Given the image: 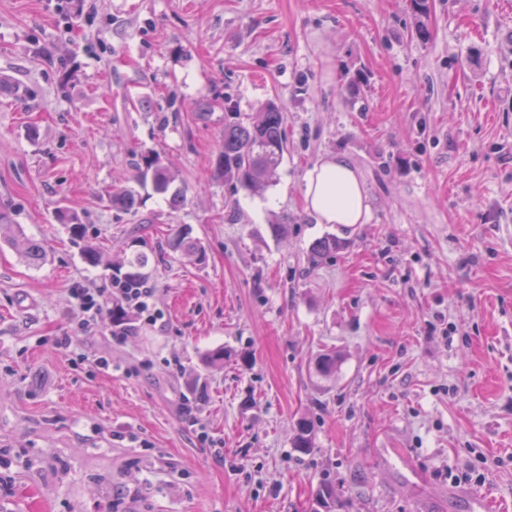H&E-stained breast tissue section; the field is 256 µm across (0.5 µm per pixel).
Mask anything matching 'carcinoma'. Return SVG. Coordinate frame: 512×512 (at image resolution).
I'll return each instance as SVG.
<instances>
[{
  "mask_svg": "<svg viewBox=\"0 0 512 512\" xmlns=\"http://www.w3.org/2000/svg\"><path fill=\"white\" fill-rule=\"evenodd\" d=\"M287 151V141L283 132V116L279 108L273 104L265 107L260 121L244 124L235 121L224 125V141L220 145L216 168L224 179L244 188L252 189L260 184L263 177L271 174L281 163ZM142 181H150L158 194H166L173 179L169 171L156 157L143 159L141 170ZM171 193V192H169ZM112 205L129 212L136 210L137 201L134 192L126 190L115 193L111 197ZM184 202V194L177 190L171 193L169 204L177 208ZM56 218L68 225L72 236L82 238L85 225L78 214L67 209H60ZM10 230V235L3 238V243L16 249L28 262L36 264L45 259L41 245L28 238L21 227L14 224L10 211L0 209V229ZM168 246L174 250H184L197 254L198 259L204 258V251L192 236V229L187 225L180 226L171 238ZM341 247V242L334 237L318 240L311 249V260L318 262ZM149 263L148 256L136 253L124 261L129 271L116 280L119 288H134L146 278L145 269ZM294 447L308 451L312 448L311 423L303 421L299 424Z\"/></svg>",
  "mask_w": 512,
  "mask_h": 512,
  "instance_id": "carcinoma-1",
  "label": "carcinoma"
}]
</instances>
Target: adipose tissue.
<instances>
[{
    "label": "adipose tissue",
    "instance_id": "1",
    "mask_svg": "<svg viewBox=\"0 0 512 512\" xmlns=\"http://www.w3.org/2000/svg\"><path fill=\"white\" fill-rule=\"evenodd\" d=\"M304 201L318 223L345 230L364 223L368 214L360 175L342 155L328 156L308 172Z\"/></svg>",
    "mask_w": 512,
    "mask_h": 512
}]
</instances>
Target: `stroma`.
I'll list each match as a JSON object with an SVG mask.
<instances>
[{
	"mask_svg": "<svg viewBox=\"0 0 512 512\" xmlns=\"http://www.w3.org/2000/svg\"><path fill=\"white\" fill-rule=\"evenodd\" d=\"M426 7L0 0V207L46 251L0 248V512L512 504V0ZM269 102L281 164L256 191L225 182V121ZM336 154L369 206L348 231L302 205ZM148 155L179 209L141 181ZM181 224L204 260L167 248ZM325 236L343 247L311 265ZM138 252L153 297L116 336L114 268ZM76 288L102 294L87 328Z\"/></svg>",
	"mask_w": 512,
	"mask_h": 512,
	"instance_id": "obj_1",
	"label": "stroma"
}]
</instances>
